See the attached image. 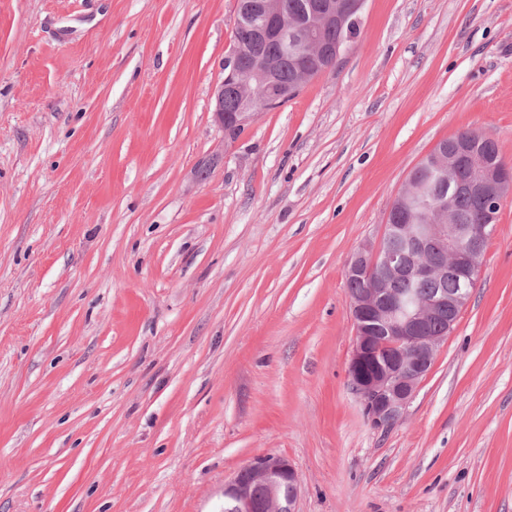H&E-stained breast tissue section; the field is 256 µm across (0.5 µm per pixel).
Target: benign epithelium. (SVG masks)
<instances>
[{
    "instance_id": "1",
    "label": "benign epithelium",
    "mask_w": 512,
    "mask_h": 512,
    "mask_svg": "<svg viewBox=\"0 0 512 512\" xmlns=\"http://www.w3.org/2000/svg\"><path fill=\"white\" fill-rule=\"evenodd\" d=\"M364 0H329L313 13L303 30L288 19L283 0H246L238 5L235 23L241 24L248 41L274 36L283 53L293 59L312 56L331 67L342 45L329 43L324 34L332 28L344 29L357 21ZM279 60L270 58L261 67H252L237 48L224 57V78L215 90V123L227 138L251 125L258 108L251 100L249 79L257 77L267 86L262 105L270 106L288 98V92L273 84ZM232 84L241 93L237 111H224V86ZM484 134L470 131L449 140L448 149L438 148L428 155L434 163L448 160V194L440 197L434 224H385L382 235L360 246L347 262L346 281H359L362 289L350 298V315L355 339L347 377L369 423L387 429L399 422L412 400L420 381L431 370L445 335L432 331L436 322L453 329L460 312L476 288L486 241L494 234V224H457L454 220L455 196L463 191L491 205L489 217L496 216L503 201L512 197V168L500 163L476 159L472 175L458 183L455 172L460 144ZM399 233L405 250L389 245ZM454 274L460 288L453 294L440 290L419 300L402 298L387 288L390 278L441 281ZM300 480L287 459L258 456L240 468L224 484V499L235 512H296Z\"/></svg>"
}]
</instances>
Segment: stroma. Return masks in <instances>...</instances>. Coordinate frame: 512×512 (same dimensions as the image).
<instances>
[{"label": "stroma", "mask_w": 512, "mask_h": 512, "mask_svg": "<svg viewBox=\"0 0 512 512\" xmlns=\"http://www.w3.org/2000/svg\"><path fill=\"white\" fill-rule=\"evenodd\" d=\"M237 0H0V512H512V197L403 418L347 380L344 268L461 130L512 164V0H365L227 140ZM205 180H196L201 164ZM300 480L287 459L258 456L240 468L234 478L224 484V512H296ZM263 489L259 499L257 490ZM288 495H283V490Z\"/></svg>", "instance_id": "35a3bbf8"}]
</instances>
